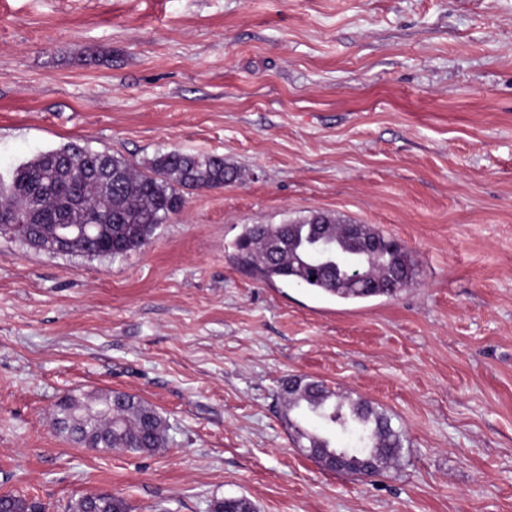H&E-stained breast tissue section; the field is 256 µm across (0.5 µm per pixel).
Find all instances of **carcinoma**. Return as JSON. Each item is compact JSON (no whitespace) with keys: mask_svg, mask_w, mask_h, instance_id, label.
<instances>
[{"mask_svg":"<svg viewBox=\"0 0 512 512\" xmlns=\"http://www.w3.org/2000/svg\"><path fill=\"white\" fill-rule=\"evenodd\" d=\"M82 152L106 171L86 181L70 177L64 159ZM236 167L224 157L211 154L168 152L155 156L142 169L125 157L106 151H90L68 143L39 151L0 174V238L18 240L34 251L79 254L91 258H115L147 246L158 225L185 204L183 190L219 188L238 179ZM70 208L71 223L97 239L85 246L80 236L65 244L54 232L57 217ZM342 220L330 212L314 211L283 224H245L236 243L234 262L252 269L259 280L273 285L294 284L341 300L393 296L408 287L414 265L407 249L390 243L372 227L366 232L382 242V248L363 264L365 275L378 282L373 292L338 288L346 278L345 265L336 256L345 255L340 228ZM281 418L301 448H314L315 461L335 470L328 450L338 432L358 433L366 454L377 470L400 458L402 435L391 418L366 400H351L317 380L293 377L282 388ZM93 414L78 419L81 433L73 440L89 448L146 453L167 444V424L149 403L129 393L92 398ZM83 401L62 398L53 420L74 415ZM99 512H128L119 495L102 492L95 499ZM0 512H45L43 504L20 495L1 494ZM209 512H256L246 498L224 503L216 499Z\"/></svg>","mask_w":512,"mask_h":512,"instance_id":"1","label":"carcinoma"}]
</instances>
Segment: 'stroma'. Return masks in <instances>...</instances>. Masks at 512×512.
Instances as JSON below:
<instances>
[{
    "label": "stroma",
    "instance_id": "1",
    "mask_svg": "<svg viewBox=\"0 0 512 512\" xmlns=\"http://www.w3.org/2000/svg\"><path fill=\"white\" fill-rule=\"evenodd\" d=\"M76 143L244 173L144 249L0 238V494L47 512H512V0H0V173ZM328 211L405 244L414 282L343 301L231 258L246 224ZM307 376L383 408L400 463L321 469L280 418ZM118 391L168 424L152 453L53 427Z\"/></svg>",
    "mask_w": 512,
    "mask_h": 512
}]
</instances>
